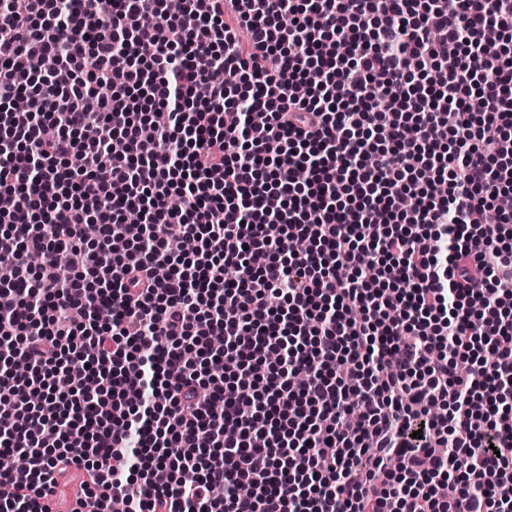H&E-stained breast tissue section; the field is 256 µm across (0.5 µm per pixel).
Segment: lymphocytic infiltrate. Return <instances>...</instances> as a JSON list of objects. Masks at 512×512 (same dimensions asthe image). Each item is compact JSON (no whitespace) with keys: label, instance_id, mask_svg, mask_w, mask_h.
I'll use <instances>...</instances> for the list:
<instances>
[{"label":"lymphocytic infiltrate","instance_id":"f902f5d3","mask_svg":"<svg viewBox=\"0 0 512 512\" xmlns=\"http://www.w3.org/2000/svg\"><path fill=\"white\" fill-rule=\"evenodd\" d=\"M511 193L512 0H0V512H512Z\"/></svg>","mask_w":512,"mask_h":512}]
</instances>
